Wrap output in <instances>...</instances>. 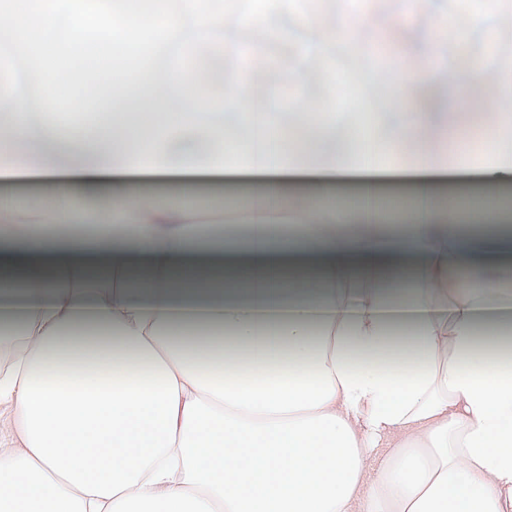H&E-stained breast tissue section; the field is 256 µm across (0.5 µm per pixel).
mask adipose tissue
I'll return each mask as SVG.
<instances>
[{
	"label": "adipose tissue",
	"mask_w": 512,
	"mask_h": 512,
	"mask_svg": "<svg viewBox=\"0 0 512 512\" xmlns=\"http://www.w3.org/2000/svg\"><path fill=\"white\" fill-rule=\"evenodd\" d=\"M0 46L39 74L44 114L0 96L32 158L1 161L0 180L49 181L56 200L46 223L0 225V349L12 356L0 403L20 442L0 455V512H512V340L482 324L512 311L497 208H473L481 232L466 235L457 209L421 205L407 234L385 238L329 206H304L290 232L272 207L297 175L400 177L422 201L467 172L414 140L424 119L404 100L428 72L382 73L383 104L401 117L390 143L412 145L383 166L359 163L379 145L358 124L329 153V123L282 137L243 67L217 104L193 73L147 59L85 96L91 62L126 41L79 38L60 56L54 0L0 8ZM67 96L93 132L54 123ZM217 109L242 131L238 164L224 159ZM138 123L180 161H146L127 134ZM176 124L205 128L204 147L175 143ZM75 152L92 164L62 171ZM142 174L184 188L243 175L267 205L223 236L119 189ZM77 181L108 193V221L78 211Z\"/></svg>",
	"instance_id": "obj_1"
}]
</instances>
